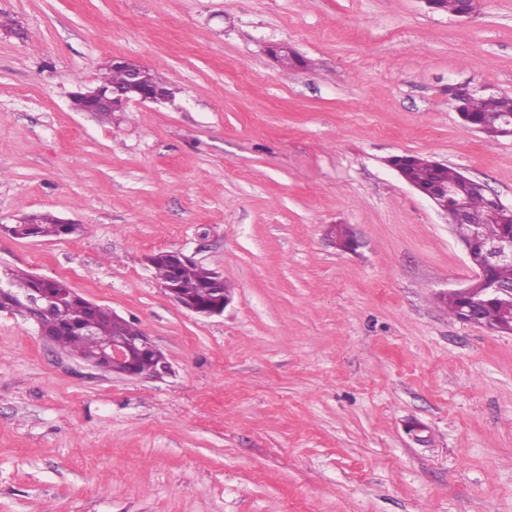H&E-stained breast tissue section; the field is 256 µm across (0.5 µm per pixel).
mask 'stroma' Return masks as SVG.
<instances>
[{
  "instance_id": "stroma-1",
  "label": "stroma",
  "mask_w": 512,
  "mask_h": 512,
  "mask_svg": "<svg viewBox=\"0 0 512 512\" xmlns=\"http://www.w3.org/2000/svg\"><path fill=\"white\" fill-rule=\"evenodd\" d=\"M0 275L64 280L134 322L160 379L109 374L0 311V512H512V335L451 319L471 270L389 156L512 204V138L463 126L452 83L512 93V0H0ZM285 43L308 59L286 68ZM118 57L174 105L73 110ZM351 225L358 253L327 229ZM219 272L191 313L145 261ZM424 428V441L408 432ZM33 222L32 232L34 237L50 238L65 235L64 224H66L67 232L70 234L77 224L70 223L68 220L62 221L59 217L51 212H36L32 214Z\"/></svg>"
}]
</instances>
